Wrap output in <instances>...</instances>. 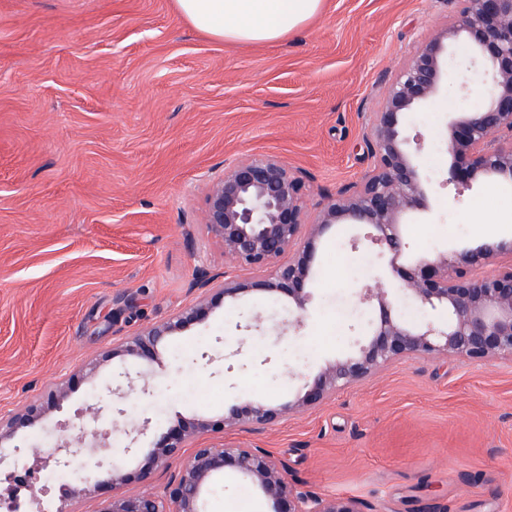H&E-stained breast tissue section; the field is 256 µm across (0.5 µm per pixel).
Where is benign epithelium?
<instances>
[{"label":"benign epithelium","instance_id":"benign-epithelium-1","mask_svg":"<svg viewBox=\"0 0 512 512\" xmlns=\"http://www.w3.org/2000/svg\"><path fill=\"white\" fill-rule=\"evenodd\" d=\"M446 27L431 36L389 80L380 111L373 113L368 146L373 169L363 180L327 198L313 223H306V188L301 172L276 156L238 161L209 186L202 223L224 246V265L252 274L250 281L199 269L191 287L201 290L198 302L175 319L158 323L129 338L112 357L140 362L142 390L151 367L160 363L164 341L184 327L202 323L224 299L255 287L284 296L303 323L314 283L315 241L329 228L352 224L368 229L365 240L378 255L390 254L386 287L361 289L359 301L377 305L379 320L355 342L347 357L327 362L308 378L303 391L279 405L252 400L234 405L219 420L195 418L178 423L149 445L150 464L135 472L112 468V485L137 483L141 491L112 499L105 512H204V495L212 480L233 468L248 477L271 505L269 512H374L358 499H327L288 482L286 466L272 453L245 444L221 443L193 449L170 484L168 497L151 489L153 470L167 467L189 439L213 428H258L289 414H304L337 391L362 382L388 365L413 355H445L462 362L497 357L512 359V263L478 274L493 257L512 255L509 242H485L435 258L402 259L405 218L425 205L426 189L417 158L426 147L418 133L410 136L406 117L438 92L443 60L455 61L459 90L472 91V75H480L483 99L477 112H461L448 122L447 151L452 158L446 183L468 186L477 177L512 182V0H459ZM508 132L509 138L499 134ZM416 305L446 312L447 320L421 322L404 318L402 307ZM45 408L33 404L6 419L0 417V443L18 431L36 427ZM103 410L90 404L69 425L71 441L58 445L55 463H70L75 442L90 456L99 450Z\"/></svg>","mask_w":512,"mask_h":512}]
</instances>
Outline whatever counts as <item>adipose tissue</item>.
I'll return each mask as SVG.
<instances>
[{"mask_svg": "<svg viewBox=\"0 0 512 512\" xmlns=\"http://www.w3.org/2000/svg\"><path fill=\"white\" fill-rule=\"evenodd\" d=\"M179 15L219 41L270 43L315 16L322 0H175Z\"/></svg>", "mask_w": 512, "mask_h": 512, "instance_id": "ef3b65f1", "label": "adipose tissue"}]
</instances>
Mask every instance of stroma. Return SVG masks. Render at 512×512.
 <instances>
[{
    "label": "stroma",
    "mask_w": 512,
    "mask_h": 512,
    "mask_svg": "<svg viewBox=\"0 0 512 512\" xmlns=\"http://www.w3.org/2000/svg\"><path fill=\"white\" fill-rule=\"evenodd\" d=\"M457 0H323L320 12L274 44L221 42L198 32L174 0H0V416L65 386L41 425L0 443L22 454V484L42 512L62 492L50 458L65 422L87 404L125 409L102 452L85 449L69 483L89 494L71 512H105L112 470L147 466L152 435L178 418L217 419L251 399L294 397L325 360L347 355L372 312L358 293L374 272L363 232L320 237L316 285L303 327L286 300L254 291L219 304L171 337L151 391L111 393L136 372L113 348L193 306L197 270L224 272V247L201 222L209 182L225 165L272 155L300 170L309 214L372 169L367 145L385 82ZM454 73L408 123L430 147L421 157L426 207L411 217V253L432 256L512 239V183L445 184L452 113L477 110ZM133 311L119 313L121 298ZM265 323L246 325L249 308ZM148 423L134 455L127 430ZM241 442L283 460L301 490L356 497L376 512H512V360L461 362L415 355L342 389L302 415L258 429L207 431L188 446ZM268 512L234 469L211 484L206 512L239 501Z\"/></svg>",
    "instance_id": "1"
}]
</instances>
